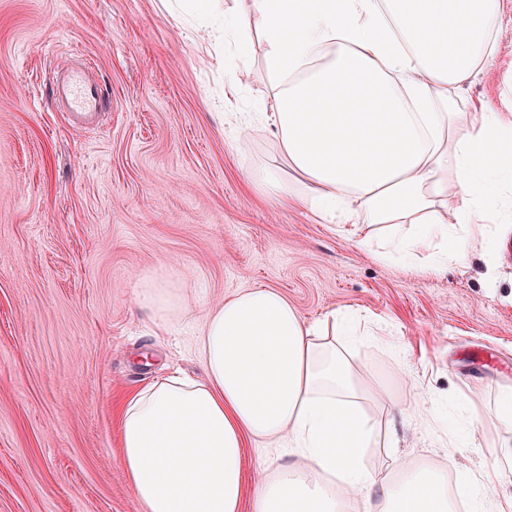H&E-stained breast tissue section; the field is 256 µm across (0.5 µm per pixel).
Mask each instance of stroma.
<instances>
[{
	"mask_svg": "<svg viewBox=\"0 0 512 512\" xmlns=\"http://www.w3.org/2000/svg\"><path fill=\"white\" fill-rule=\"evenodd\" d=\"M178 0H0V512H140L118 447L123 396L168 369L198 373L211 307L279 289L302 319L366 317L353 351L382 436L366 458L457 473L512 444V216L445 266L380 258L365 224H322L245 175L275 156L263 125L228 129L270 91L262 48L235 93L233 44ZM79 56L111 103L86 127L49 85ZM512 96V30L467 102ZM177 289L194 319L155 338L144 284ZM435 400L429 415L421 395ZM417 408L415 418L404 408ZM474 417L466 439L457 428Z\"/></svg>",
	"mask_w": 512,
	"mask_h": 512,
	"instance_id": "obj_1",
	"label": "stroma"
}]
</instances>
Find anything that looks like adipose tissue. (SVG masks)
<instances>
[{
  "instance_id": "adipose-tissue-1",
  "label": "adipose tissue",
  "mask_w": 512,
  "mask_h": 512,
  "mask_svg": "<svg viewBox=\"0 0 512 512\" xmlns=\"http://www.w3.org/2000/svg\"><path fill=\"white\" fill-rule=\"evenodd\" d=\"M505 0H250L224 15L249 60L259 38L271 91L260 117L279 142L250 171L268 196L326 224L367 214L403 259H457L512 194V98L459 109L497 51ZM155 334L180 310L159 283L141 290ZM358 318L306 323L257 286L208 310L195 340L200 374L154 378L120 414L121 462L141 512H355L380 484L376 512H481L512 448H483L478 473L395 460V480L365 465L379 427L351 350ZM288 449L302 468L247 474L245 450Z\"/></svg>"
}]
</instances>
